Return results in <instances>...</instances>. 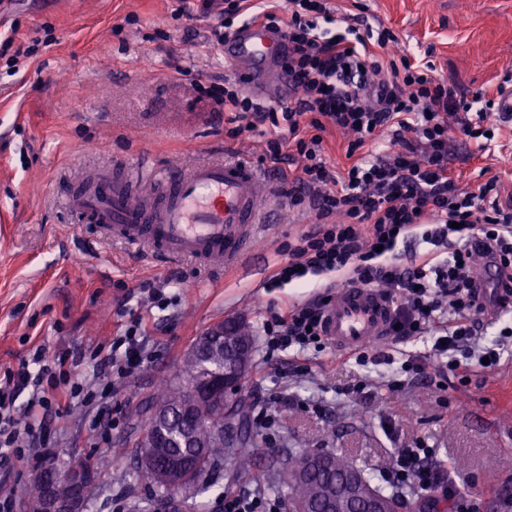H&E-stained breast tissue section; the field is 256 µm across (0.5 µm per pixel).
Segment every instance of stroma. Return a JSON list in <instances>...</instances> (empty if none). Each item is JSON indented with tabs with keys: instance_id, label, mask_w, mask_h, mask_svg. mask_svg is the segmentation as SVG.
I'll return each mask as SVG.
<instances>
[{
	"instance_id": "1",
	"label": "stroma",
	"mask_w": 512,
	"mask_h": 512,
	"mask_svg": "<svg viewBox=\"0 0 512 512\" xmlns=\"http://www.w3.org/2000/svg\"><path fill=\"white\" fill-rule=\"evenodd\" d=\"M369 15L399 38L400 49L426 57L437 78L467 94L494 95L512 83V0H361ZM175 0H10L0 34L31 41L52 34L16 75L0 63V372L33 346L46 355L87 348L141 319L151 358L126 377H107L105 402L79 405L51 423L39 460L64 466L87 448L111 453L102 495L92 512H116L146 494L135 480L130 413L155 396L160 380L178 374L196 339L227 319L254 334L248 400L274 399V424L261 431L253 474L221 471L199 494L209 512L220 496L282 481L289 454L328 448L357 465L381 470L393 448L424 437L450 465L465 503L501 512L512 495V340L500 364L472 375L410 376L408 361L428 360L432 341L414 336L378 345L381 361L356 362L333 345L267 352L263 326L272 312L305 301L332 282L329 274L268 287L287 258L286 246L309 230V210L283 208L279 222L257 229L244 272L152 262L93 224L71 221L57 192L61 178L80 180L96 168H119L148 156L164 166L219 157L295 174L288 155L270 159L265 126L229 136L228 116L200 97L196 82L239 80L209 39L210 20L174 15ZM448 171L473 191L498 178L512 198V124L482 152L458 139ZM163 288L166 308L150 307L140 290ZM366 382L365 394L352 387ZM109 420L95 432L92 418Z\"/></svg>"
}]
</instances>
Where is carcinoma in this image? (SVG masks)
Returning a JSON list of instances; mask_svg holds the SVG:
<instances>
[{
  "instance_id": "carcinoma-1",
  "label": "carcinoma",
  "mask_w": 512,
  "mask_h": 512,
  "mask_svg": "<svg viewBox=\"0 0 512 512\" xmlns=\"http://www.w3.org/2000/svg\"><path fill=\"white\" fill-rule=\"evenodd\" d=\"M224 360L211 355L199 345L191 347L182 361L176 379L165 382L155 397L156 405L168 410V420L161 423L157 414L148 418L144 431H164L172 437L168 446L154 449V467L163 468L171 461L187 459L183 488L199 492L206 488L211 477L224 469V460L231 459L236 467L249 471L253 458L252 449L260 447L258 435L251 426L252 407L241 398L234 409L235 438L226 437L224 420H212L211 404L204 398L190 400L192 388H206L213 383ZM206 419L203 424L189 425L186 415ZM325 468L317 471L309 480L290 482L286 479L272 486L273 492L284 506L310 505L319 512L327 496L336 490V481L353 470L363 475L376 492L381 489L374 483V476L357 468L351 461L333 450H316ZM84 468L94 477H100L109 464V455L93 450L71 461ZM42 488L39 480L26 487L17 501V512H40Z\"/></svg>"
}]
</instances>
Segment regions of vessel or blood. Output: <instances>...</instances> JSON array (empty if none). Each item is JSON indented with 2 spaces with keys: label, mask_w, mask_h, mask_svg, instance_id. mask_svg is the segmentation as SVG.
Wrapping results in <instances>:
<instances>
[{
  "label": "vessel or blood",
  "mask_w": 512,
  "mask_h": 512,
  "mask_svg": "<svg viewBox=\"0 0 512 512\" xmlns=\"http://www.w3.org/2000/svg\"><path fill=\"white\" fill-rule=\"evenodd\" d=\"M285 45L282 35L250 22L225 45L224 59L241 70L248 89L263 95ZM273 182V175L241 162L167 168L144 161L119 176L108 169L89 173L76 189L64 190L63 200L72 215L155 260L236 267L247 258L257 225L275 221L280 204ZM392 316L381 289L344 287L324 311L323 334L337 349H356L383 340Z\"/></svg>",
  "instance_id": "vessel-or-blood-1"
}]
</instances>
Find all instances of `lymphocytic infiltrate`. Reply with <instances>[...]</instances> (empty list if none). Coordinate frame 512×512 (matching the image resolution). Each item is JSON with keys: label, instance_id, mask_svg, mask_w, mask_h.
I'll return each mask as SVG.
<instances>
[{"label": "lymphocytic infiltrate", "instance_id": "obj_1", "mask_svg": "<svg viewBox=\"0 0 512 512\" xmlns=\"http://www.w3.org/2000/svg\"><path fill=\"white\" fill-rule=\"evenodd\" d=\"M179 15L218 16L212 40L223 45L236 21H257L288 40L284 68L292 100L260 106L234 86H199L200 94L231 112V136L270 123V157L292 151L299 161L284 194L289 206L309 205L314 227L288 245V259L270 284L305 275L339 273L344 285L386 289L399 339L433 335V360L418 374L433 371L467 376L472 368L500 361L497 343L463 353L488 310L508 311L512 297V202L502 203L501 186L491 178L477 190L459 189L448 174V148L456 138L485 150L501 128L493 99L466 96L432 75L431 66L413 63L383 23L364 13L345 15L336 27L331 0H183ZM350 134V163L344 173L324 159L328 130ZM389 136L391 153L360 155L366 140ZM421 230L425 242L448 248L441 264L403 268L393 261L399 240ZM487 257L500 274L499 287L485 298L473 275L476 256ZM324 294L273 315L264 326L268 350L323 347ZM148 336L141 323L128 326L91 351L64 350L46 357L36 348L17 369L0 375V464L24 476L33 451L47 444L48 423L59 412L98 397L85 378L125 376L147 360ZM393 489L437 493L458 502L455 478L424 440L394 449L383 472Z\"/></svg>", "mask_w": 512, "mask_h": 512}]
</instances>
